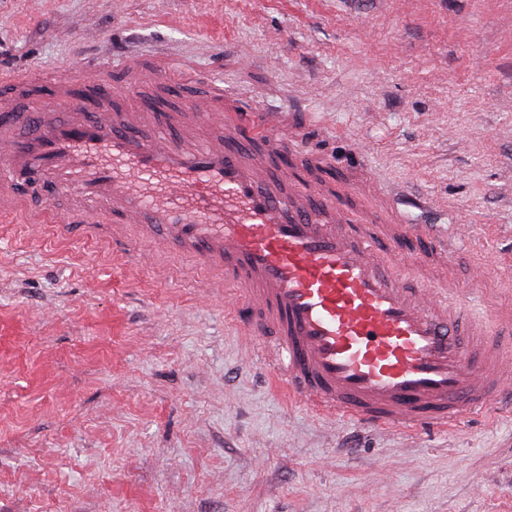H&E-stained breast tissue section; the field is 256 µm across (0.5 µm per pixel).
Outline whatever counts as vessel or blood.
Masks as SVG:
<instances>
[{
    "label": "vessel or blood",
    "mask_w": 512,
    "mask_h": 512,
    "mask_svg": "<svg viewBox=\"0 0 512 512\" xmlns=\"http://www.w3.org/2000/svg\"><path fill=\"white\" fill-rule=\"evenodd\" d=\"M114 68H73L54 97L17 78L30 110L0 113V216L30 193L67 237L147 241L237 287L238 320L288 391L311 410L368 426H454L463 413L511 399L500 368L512 359V310H498L499 336L446 288L404 287L391 263L420 265L441 254L430 232L386 238L398 207L368 174L326 192L297 162L302 132L218 84L180 102L222 143L170 134L164 101H140L152 126L113 118ZM289 140L292 154L280 153ZM382 205L361 224L345 202L357 185Z\"/></svg>",
    "instance_id": "vessel-or-blood-1"
}]
</instances>
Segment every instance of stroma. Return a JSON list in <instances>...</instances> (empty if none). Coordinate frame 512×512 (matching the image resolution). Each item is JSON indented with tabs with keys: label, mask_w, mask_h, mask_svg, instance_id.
I'll return each instance as SVG.
<instances>
[{
	"label": "stroma",
	"mask_w": 512,
	"mask_h": 512,
	"mask_svg": "<svg viewBox=\"0 0 512 512\" xmlns=\"http://www.w3.org/2000/svg\"><path fill=\"white\" fill-rule=\"evenodd\" d=\"M133 56L224 83L309 150L425 197L464 261L408 285L512 302V0H0V74ZM205 272L0 217V512H512V408L448 429L318 415Z\"/></svg>",
	"instance_id": "stroma-1"
}]
</instances>
